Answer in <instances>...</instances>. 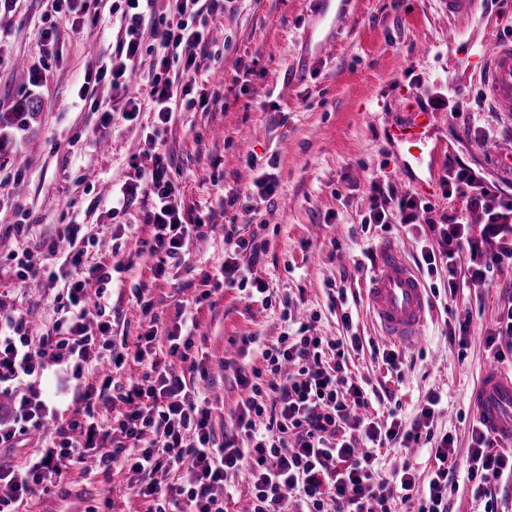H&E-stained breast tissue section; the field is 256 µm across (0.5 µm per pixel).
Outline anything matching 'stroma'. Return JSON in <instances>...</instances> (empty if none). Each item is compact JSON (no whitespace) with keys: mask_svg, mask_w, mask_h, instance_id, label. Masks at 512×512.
<instances>
[{"mask_svg":"<svg viewBox=\"0 0 512 512\" xmlns=\"http://www.w3.org/2000/svg\"><path fill=\"white\" fill-rule=\"evenodd\" d=\"M120 0H91L80 29L71 17L56 16L57 53H40L45 0H21L0 25V310L27 312L36 328L51 326L56 289L17 287L13 259L28 249L38 269L51 257L44 244L56 239L70 219L87 224L91 261L113 263L133 255L135 238L152 234L138 208L115 217L90 211L89 203L108 198L125 179L131 162L151 166L144 152L149 110L137 120L115 119L97 127L98 115L78 95L86 71L111 48L119 29ZM317 0H231L214 36L216 54L196 76V91L218 94L209 109L178 108L163 146L181 177L185 203L217 229L197 241L187 267L168 280L153 281L149 255L135 257L130 270L107 284L114 341L134 342L141 316L133 283L148 284L147 294L164 323L174 322L179 302H191L197 328L195 345L210 360L206 385L216 433L230 426L240 393L224 359L262 367L259 349L238 355L242 337L256 334L276 341L300 324L313 323L318 335L353 331L383 343L363 299L369 268H357L364 248L396 247L414 259L420 241L411 228L393 224L361 231L370 206L369 182L378 177L399 194H418L419 184L439 183L455 160L483 170L499 185L512 183V114L495 111L475 77L470 42L512 38V0L477 5L468 18L448 14L447 0H353L349 17L322 55L302 35L314 19ZM40 67L39 86L30 82ZM421 104L447 97L438 110L437 139L445 148L432 165L409 163L407 146L386 135L398 119L404 95ZM39 102L40 110L17 118L16 110ZM277 156L279 188L273 201L259 202L256 223L264 227L268 254L261 270L269 283L271 305L226 288L204 296L202 276L224 257V224L235 211L218 201L233 197L252 178L248 157ZM24 230H17V223ZM131 224L134 237L113 234L114 224ZM344 284L358 303L353 325L344 328L329 307L328 287ZM512 301V269L495 272L485 288L463 287L447 305L433 303L425 340L403 353L399 370L389 369L370 347L352 352L350 369L382 395L398 403L412 420L426 393L443 396L434 429L452 434L459 456H466L473 420L469 394L492 351L486 345L499 314ZM470 316L465 359L448 349L445 308ZM137 474L113 469L85 474L72 468L48 494H37L28 512L50 505L104 506L105 512H149L150 503L134 491Z\"/></svg>","mask_w":512,"mask_h":512,"instance_id":"stroma-1","label":"stroma"}]
</instances>
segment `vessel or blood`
Segmentation results:
<instances>
[{
  "label": "vessel or blood",
  "mask_w": 512,
  "mask_h": 512,
  "mask_svg": "<svg viewBox=\"0 0 512 512\" xmlns=\"http://www.w3.org/2000/svg\"><path fill=\"white\" fill-rule=\"evenodd\" d=\"M316 22L328 32L347 14L346 4L318 0ZM476 58L486 96L496 111L512 112V40L481 42ZM435 113L426 108L406 109L402 119L392 121L387 132L402 144H427L435 129ZM369 313L381 336L412 349L425 335L428 290L420 275L396 250H384L365 290ZM476 421L504 448L512 447V370L499 363H486L478 384L470 393Z\"/></svg>",
  "instance_id": "1"
}]
</instances>
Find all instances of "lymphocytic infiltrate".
<instances>
[{
    "label": "lymphocytic infiltrate",
    "instance_id": "1",
    "mask_svg": "<svg viewBox=\"0 0 512 512\" xmlns=\"http://www.w3.org/2000/svg\"><path fill=\"white\" fill-rule=\"evenodd\" d=\"M123 2L116 42L86 72L79 94L95 99L101 83L110 82L112 103L99 119L105 129L111 128L113 114L130 121L141 112L143 100L151 102L153 124L145 144L154 163L147 170L135 169L113 188L109 210L116 216L141 205L142 221L153 233L140 246L156 257L153 276L158 279L180 267L192 243L213 230L187 211L171 163L160 151V136L174 120L178 96L193 91L185 77L199 69L198 53L212 43V27L224 16V0H168L162 11L157 0ZM146 54L154 61L142 100L128 95L126 74ZM248 165L253 180L231 199L247 220L254 213V200H272L278 191L274 160L252 158ZM440 189L445 198L461 199L463 207L442 221L429 222L438 246H421L417 269L428 278L427 288L434 295L455 292L464 284L489 285L496 270L512 265V192L490 188L482 173L462 161L449 166ZM369 190V212L361 220L365 229L409 224L417 211L432 209L419 197L397 196L377 179ZM475 209L484 214L477 234L466 218ZM58 237L67 246L50 244V265L37 270L26 258L17 260L21 286L33 280L45 288L62 286L52 326L38 332L24 314L0 313V394L15 397L11 421L0 422V450L19 447L30 432L50 421L55 424L50 444L22 466L0 463V512L51 490L69 469L90 461L105 472L118 463L140 475L179 470L177 484L138 486L139 495L152 499L151 512H225L230 490L241 477L251 489L249 512H392L395 498L412 512H448V493L461 463L453 436L433 430L441 396L428 392L408 423L394 411L382 422L369 416L379 393L350 376L347 364L349 349L361 348V337L329 340L303 325L264 347V368L235 378L243 398L232 430L219 438L195 383L207 378L208 371L193 353V318L160 326L145 297L146 283H138L136 303L148 328L135 346H116L104 294H88L87 287L111 283L114 274L124 271V263L90 262V236L77 221L65 224ZM465 248L473 262L462 267L457 258ZM265 253L266 243L257 232L225 225L224 259L203 281L216 289L249 287L266 293L267 285L257 275ZM162 340L170 357L187 364L188 376L173 374L166 362L155 359V345ZM131 360L145 365L141 379L116 381L114 370ZM61 365L78 375H99L69 415L52 403L44 387ZM102 403L126 407L113 427L101 421ZM413 445L424 448L433 462L427 483H420L415 464L408 460L390 476L379 472V449ZM461 465L475 494L487 501H494L499 486L512 482V449L496 447L494 438L479 428L471 430Z\"/></svg>",
    "mask_w": 512,
    "mask_h": 512
}]
</instances>
